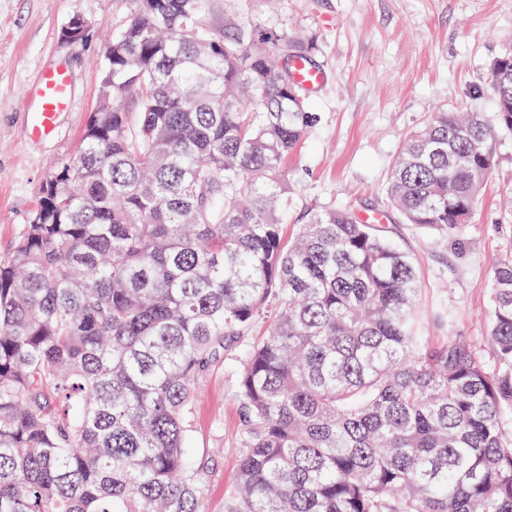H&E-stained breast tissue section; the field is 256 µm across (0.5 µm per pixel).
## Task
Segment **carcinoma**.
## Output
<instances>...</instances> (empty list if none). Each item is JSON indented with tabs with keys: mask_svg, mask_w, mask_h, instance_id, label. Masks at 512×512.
Masks as SVG:
<instances>
[{
	"mask_svg": "<svg viewBox=\"0 0 512 512\" xmlns=\"http://www.w3.org/2000/svg\"><path fill=\"white\" fill-rule=\"evenodd\" d=\"M203 4L137 0L74 160L0 262V512H204L196 386L260 323L224 512H512V261L491 370L448 309H421L381 225L322 208L284 241V165L321 120L290 64L314 41L218 37ZM498 83L493 123L443 109L406 137L384 189L403 223L448 235L474 214L512 133V52Z\"/></svg>",
	"mask_w": 512,
	"mask_h": 512,
	"instance_id": "1",
	"label": "carcinoma"
}]
</instances>
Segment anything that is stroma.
<instances>
[{
	"label": "stroma",
	"instance_id": "obj_1",
	"mask_svg": "<svg viewBox=\"0 0 512 512\" xmlns=\"http://www.w3.org/2000/svg\"><path fill=\"white\" fill-rule=\"evenodd\" d=\"M136 0H0V261L8 260L39 206L52 166L71 160L99 102L100 63ZM204 19L223 33L250 20L300 30L316 43L313 61L327 82L309 94L319 126L287 163L294 189L283 226L325 206L371 209L405 137L442 109L492 114L489 65L512 52V0H206ZM74 17L90 25L85 42L60 39ZM65 67L73 104L54 134L28 133V86ZM512 135L500 137L496 162L471 221L444 236L392 216L391 238L417 262L422 302L448 308L456 328L483 346L494 267L512 260ZM229 348L203 378L189 434L202 473L207 512H224L239 457L241 422Z\"/></svg>",
	"mask_w": 512,
	"mask_h": 512
}]
</instances>
